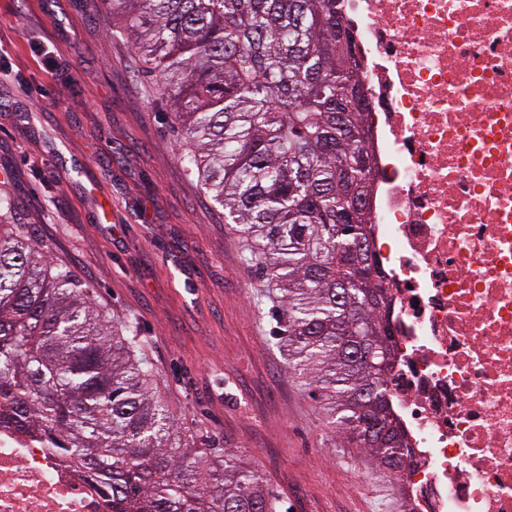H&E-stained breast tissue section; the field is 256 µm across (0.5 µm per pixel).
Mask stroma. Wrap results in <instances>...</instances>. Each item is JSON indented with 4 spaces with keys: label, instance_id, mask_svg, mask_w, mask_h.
I'll return each mask as SVG.
<instances>
[{
    "label": "stroma",
    "instance_id": "35a3bbf8",
    "mask_svg": "<svg viewBox=\"0 0 512 512\" xmlns=\"http://www.w3.org/2000/svg\"><path fill=\"white\" fill-rule=\"evenodd\" d=\"M62 58L43 53L50 43ZM171 112L101 0H0V196L115 327H139L152 391L238 455L279 512H395L372 456L288 364L277 302L180 156ZM112 208L96 219L97 202Z\"/></svg>",
    "mask_w": 512,
    "mask_h": 512
}]
</instances>
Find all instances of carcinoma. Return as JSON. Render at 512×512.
Returning a JSON list of instances; mask_svg holds the SVG:
<instances>
[{
	"instance_id": "obj_1",
	"label": "carcinoma",
	"mask_w": 512,
	"mask_h": 512,
	"mask_svg": "<svg viewBox=\"0 0 512 512\" xmlns=\"http://www.w3.org/2000/svg\"><path fill=\"white\" fill-rule=\"evenodd\" d=\"M341 0H103L160 86L245 260L281 293L295 368L332 424L397 467L393 363L369 200L375 155ZM71 274L0 223V420L112 495L118 512H278L254 472L175 430L136 355Z\"/></svg>"
}]
</instances>
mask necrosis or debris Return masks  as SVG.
Listing matches in <instances>:
<instances>
[{"mask_svg":"<svg viewBox=\"0 0 512 512\" xmlns=\"http://www.w3.org/2000/svg\"><path fill=\"white\" fill-rule=\"evenodd\" d=\"M377 157L370 219L409 448L397 512H512V0H343ZM0 512H112L0 425Z\"/></svg>","mask_w":512,"mask_h":512,"instance_id":"4bbe7bcc","label":"necrosis or debris"}]
</instances>
